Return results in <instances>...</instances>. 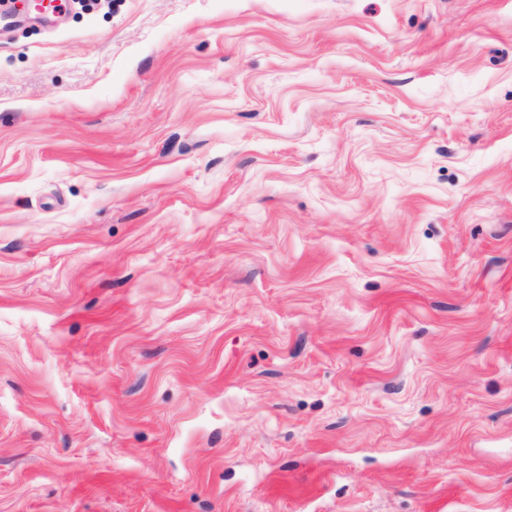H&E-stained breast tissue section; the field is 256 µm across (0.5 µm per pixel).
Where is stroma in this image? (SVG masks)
Masks as SVG:
<instances>
[{
	"label": "stroma",
	"instance_id": "35a3bbf8",
	"mask_svg": "<svg viewBox=\"0 0 512 512\" xmlns=\"http://www.w3.org/2000/svg\"><path fill=\"white\" fill-rule=\"evenodd\" d=\"M0 0V512H512V0Z\"/></svg>",
	"mask_w": 512,
	"mask_h": 512
}]
</instances>
